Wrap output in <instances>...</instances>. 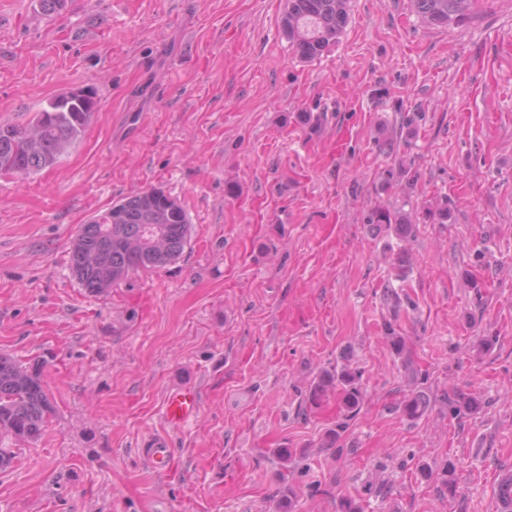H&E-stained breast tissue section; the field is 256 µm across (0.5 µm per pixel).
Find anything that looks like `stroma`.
I'll return each instance as SVG.
<instances>
[{
	"mask_svg": "<svg viewBox=\"0 0 512 512\" xmlns=\"http://www.w3.org/2000/svg\"><path fill=\"white\" fill-rule=\"evenodd\" d=\"M285 6L67 0L47 16L0 0V125L74 88L99 101L55 166L0 175V354L42 366L55 407L38 441L0 435V512L497 504L512 472V0L448 28L409 0H351L312 61L283 35ZM152 187L188 214L184 253L87 294L68 263L79 225ZM378 208L412 214L410 233L368 223ZM392 331L428 375L416 420ZM347 363L365 398L340 430L335 393L308 396ZM451 385L481 409L451 417ZM182 386L200 410L173 428L164 402ZM161 434L169 474L143 453Z\"/></svg>",
	"mask_w": 512,
	"mask_h": 512,
	"instance_id": "obj_1",
	"label": "stroma"
}]
</instances>
